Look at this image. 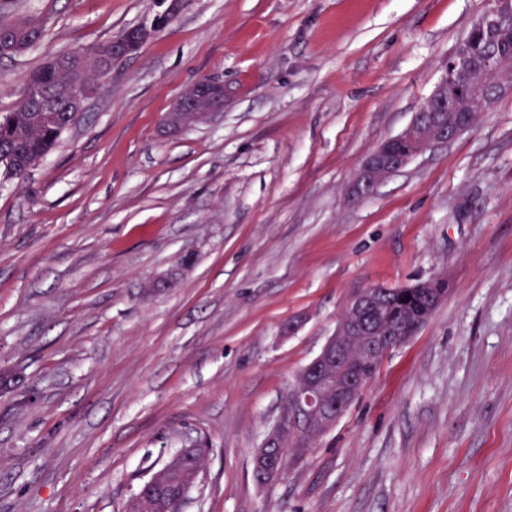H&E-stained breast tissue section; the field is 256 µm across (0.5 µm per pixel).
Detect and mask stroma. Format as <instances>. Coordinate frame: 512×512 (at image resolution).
Listing matches in <instances>:
<instances>
[{"instance_id": "35a3bbf8", "label": "stroma", "mask_w": 512, "mask_h": 512, "mask_svg": "<svg viewBox=\"0 0 512 512\" xmlns=\"http://www.w3.org/2000/svg\"><path fill=\"white\" fill-rule=\"evenodd\" d=\"M486 0H187L23 178L0 175V512H122L192 440L183 512H512V91L360 200ZM159 0H12L49 56ZM205 78L224 109L168 134ZM435 277L434 315L259 486L252 457L351 296ZM301 326L289 331L288 322Z\"/></svg>"}]
</instances>
